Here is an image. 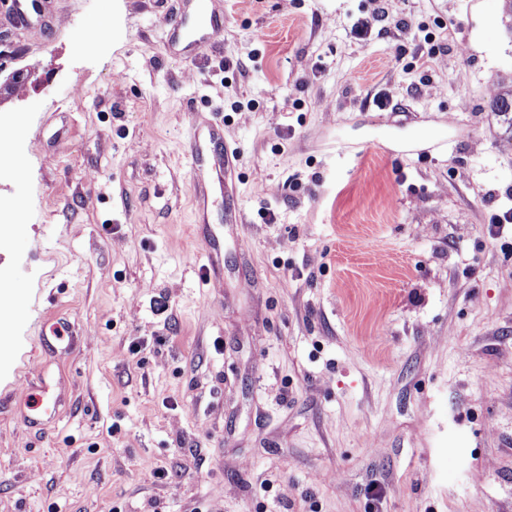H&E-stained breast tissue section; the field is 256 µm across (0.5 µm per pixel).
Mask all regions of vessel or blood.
Listing matches in <instances>:
<instances>
[{
    "instance_id": "1",
    "label": "vessel or blood",
    "mask_w": 512,
    "mask_h": 512,
    "mask_svg": "<svg viewBox=\"0 0 512 512\" xmlns=\"http://www.w3.org/2000/svg\"><path fill=\"white\" fill-rule=\"evenodd\" d=\"M44 4L45 0H10L9 9L17 20L32 25L42 21ZM223 27V18L210 13L203 2L199 4L194 19L179 17L172 25L174 35L189 48L215 42L222 34ZM185 152L199 173L195 189L198 207L207 208L210 190L220 188L224 193L225 214L229 223H238L240 210L233 202L237 154L230 150L224 140L223 124L211 122L203 130L192 127Z\"/></svg>"
}]
</instances>
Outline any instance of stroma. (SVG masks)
I'll use <instances>...</instances> for the list:
<instances>
[{"label": "stroma", "instance_id": "35a3bbf8", "mask_svg": "<svg viewBox=\"0 0 512 512\" xmlns=\"http://www.w3.org/2000/svg\"><path fill=\"white\" fill-rule=\"evenodd\" d=\"M503 3L208 0L191 60L181 0L0 9V207L27 213L0 223V512H512ZM375 9L389 38L359 39ZM210 119L243 221L213 191L202 236L183 145ZM9 9L12 15L26 25L42 21L44 17L45 0H11ZM224 17L217 16L207 10L206 0H199L198 10L193 20L177 17L172 25L173 35L185 43V48H193L200 44H209L222 34Z\"/></svg>", "mask_w": 512, "mask_h": 512}]
</instances>
